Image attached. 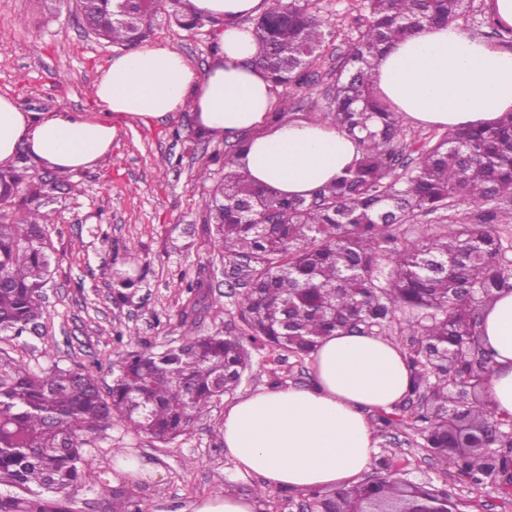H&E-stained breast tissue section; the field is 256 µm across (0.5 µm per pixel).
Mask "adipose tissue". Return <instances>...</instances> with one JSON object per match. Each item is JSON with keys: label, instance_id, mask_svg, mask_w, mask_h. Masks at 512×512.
Segmentation results:
<instances>
[{"label": "adipose tissue", "instance_id": "adipose-tissue-1", "mask_svg": "<svg viewBox=\"0 0 512 512\" xmlns=\"http://www.w3.org/2000/svg\"><path fill=\"white\" fill-rule=\"evenodd\" d=\"M194 12L215 23L216 57L198 73L168 45L119 54L102 70L94 96L98 113L37 116L0 96V166L19 150L60 172L93 167L112 152L116 120L143 124L191 109L212 135L248 134L240 163L251 179L286 196H307L359 159L358 137L331 123L288 122L272 128L275 99L264 72L252 64L259 45L243 18L263 0H192ZM380 93L421 125L486 127L512 110V47L474 36L461 24L431 26L395 42L379 57ZM481 343L492 372L486 405L512 415V292L483 312ZM310 385L274 387L241 397L224 412V453L236 475L298 493L348 489L378 452L373 416L407 394V356L384 336L335 333L311 355Z\"/></svg>", "mask_w": 512, "mask_h": 512}]
</instances>
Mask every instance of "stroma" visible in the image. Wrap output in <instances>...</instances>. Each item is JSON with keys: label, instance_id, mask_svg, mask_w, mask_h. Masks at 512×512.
Segmentation results:
<instances>
[{"label": "stroma", "instance_id": "1", "mask_svg": "<svg viewBox=\"0 0 512 512\" xmlns=\"http://www.w3.org/2000/svg\"><path fill=\"white\" fill-rule=\"evenodd\" d=\"M314 2L330 21L331 34L312 69L310 86L292 98L276 89L274 109L318 118L329 109L339 62L358 39L362 6L359 0ZM181 11L175 0H166L147 42L177 49L205 72L214 61L215 29L210 24L180 28L174 16ZM120 52L88 35L75 10L50 12L41 0H0V95L13 97L25 111H95L99 73ZM116 126L111 154L73 173L48 208L54 275L42 292L47 312L42 335L25 346L0 337V354L34 370L54 363L91 367L103 389L112 383L113 366L130 351L129 345L117 343V332L138 333L165 349L191 334L234 332L242 326L243 289L230 286L215 227L204 223L201 209L202 194L224 174L231 139L200 133L188 110L147 126L134 120ZM166 156L172 165H162ZM129 268L136 271L139 289L130 302H114L113 277ZM185 277L199 278L207 287L206 307L190 330L180 322ZM249 352L251 364L239 386L214 402L187 433L163 444L114 423L85 449L93 470L111 471L117 448L137 457L143 476L131 488L149 512H191L192 504L224 490L259 497V512H302L309 495L274 490L261 497L258 477L225 478L232 463L218 430L227 406L262 389L311 381L309 359L279 358L258 344L250 345ZM423 428L420 422L378 428L380 448L360 482H368L385 464L401 489L427 482L447 489L462 512H512V496L491 483L463 482L451 465L424 448Z\"/></svg>", "mask_w": 512, "mask_h": 512}]
</instances>
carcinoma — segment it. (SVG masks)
<instances>
[{"label": "carcinoma", "instance_id": "1", "mask_svg": "<svg viewBox=\"0 0 512 512\" xmlns=\"http://www.w3.org/2000/svg\"><path fill=\"white\" fill-rule=\"evenodd\" d=\"M359 36L336 71L331 109L324 119L363 134L362 155L341 176L310 197H286L255 185L238 166L246 141L225 163L224 180L202 197L206 222L215 224L219 252L231 276L243 282L242 331L189 337L179 348L155 351L145 343L112 371L102 393L85 366L54 364L34 371L0 356V512H68L69 501L92 475L84 447L112 428L114 419L169 443L241 382L248 342L305 357L335 331L380 334L405 311L400 331L414 337L407 355L414 373L403 409L428 424L424 447L446 448L450 382L491 372L482 345L448 368V350L462 336H477L482 319L473 291L489 303L512 291L509 247L489 224H512V112L487 128L463 127L413 148L407 172L402 116L375 87L374 64L392 43L427 25L464 19L468 0H361ZM162 0H76L83 25L125 47L151 31ZM330 28L310 0H268L255 34L252 64L293 97L304 91ZM69 175L30 170L27 157L0 168V201L12 210L0 222V335L17 341L41 334L40 291L50 278L51 239L46 208ZM474 207L469 220L439 235L399 238L395 226L422 214ZM136 282L118 272L112 295L129 300ZM190 309L200 302L198 281L185 284ZM511 415L476 404L455 422L479 424L477 440L497 439ZM482 459L459 466L481 478ZM100 512H146L124 482L104 484Z\"/></svg>", "mask_w": 512, "mask_h": 512}]
</instances>
